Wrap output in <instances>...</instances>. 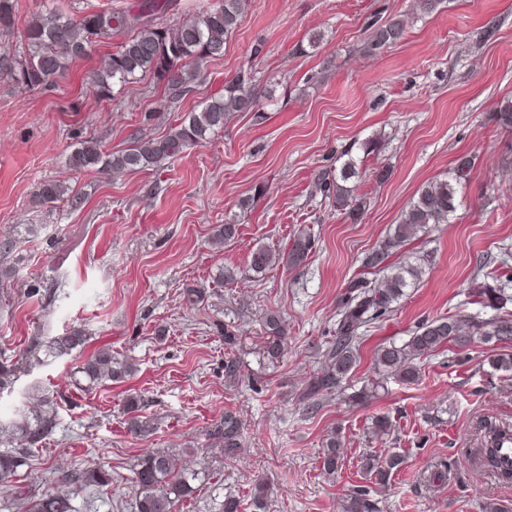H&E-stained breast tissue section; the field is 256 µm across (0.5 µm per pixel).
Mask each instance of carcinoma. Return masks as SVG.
Here are the masks:
<instances>
[{
  "instance_id": "cac0c4a2",
  "label": "carcinoma",
  "mask_w": 512,
  "mask_h": 512,
  "mask_svg": "<svg viewBox=\"0 0 512 512\" xmlns=\"http://www.w3.org/2000/svg\"><path fill=\"white\" fill-rule=\"evenodd\" d=\"M246 0H214L209 6L174 24L157 20L164 12L158 0H145L137 9H100L66 13L58 8H46L32 14L24 29L15 31V0H0V40L17 39L16 48L0 55V82H6L21 92L45 90L66 77L70 65L87 56L101 39L120 38L115 50L103 65L88 75L90 90L101 99H109L115 92L143 80H150L163 90L161 105L183 99L204 80L205 64L224 54L229 34L240 25ZM404 22L393 18L373 26L365 51L375 53L401 41ZM267 89L256 83L252 72L244 70L224 85L219 92L191 111L177 126L158 138L135 136L130 145L118 151H105L101 142L87 138L68 156V164L76 170L98 169L114 176L139 172L167 160L184 156L185 151L205 142L208 137L224 129L226 116L232 112H258ZM492 120L501 129L512 133V102L500 106ZM472 161L463 158L444 180L427 183L418 190L398 223L391 225L378 248L363 259V267L383 274L382 283L374 284L366 278L348 282L339 297L335 335L328 342L322 357L327 369L314 377L303 389L300 401L307 408H315L322 398L341 389L344 378L355 368L359 343L368 325L392 311V305L402 298L422 275L428 256L416 255L398 266L387 263L395 252L415 238L430 224H446L457 209L456 187L469 181ZM360 177L356 159L348 158L336 171L319 174L320 190L332 200L336 208L350 216L366 208V200L356 193L355 179ZM35 197L38 203L54 209L64 202L72 210L84 204L82 193L57 180L39 184ZM314 239L303 233L294 240L287 254L276 253L264 247L255 249L250 258V269L259 274L284 264L296 269L305 264L312 251ZM480 304L498 311L483 318L468 315L461 318L444 317L419 325L412 336L401 345L390 343L375 353V363L384 375L401 381H415L420 376L419 360L440 350L449 342L460 348L479 341L483 344L506 346L512 344V313L499 314L512 302L509 281L493 276L478 285ZM287 329L280 316L266 318L264 353L270 359L283 356ZM89 340L85 330L72 327L56 336L33 338L28 349L15 361L0 356V395L14 391L21 371L32 370L72 354ZM135 364L112 355V348L101 347L76 367L75 373L91 386H101L133 374ZM31 405H25L10 418L0 417V437L10 447L0 449V483H8L18 469L29 464L33 449L59 425L54 393L39 382L27 391ZM139 399L127 402L126 428L132 436H146L155 427L151 420L139 413ZM479 447L473 449V461L481 468L496 473L505 481L512 479V469L504 470L499 462L501 442L512 437V427L491 419H482L477 425ZM212 447L233 456L240 448L241 424L238 418L225 413L210 434ZM342 444L332 434L322 450L324 472L334 474L341 463ZM398 461L386 462L369 456L365 468L381 477L395 468ZM131 483L136 490V512H175L178 502L192 496V482L199 474L178 468L173 455L166 452L144 455L132 470ZM61 487L28 495L27 512H75L64 487L84 484L107 487L112 474L103 467L60 475ZM255 512H266L268 489L262 480L254 484L251 497ZM345 512H373V504L365 489H355L348 495Z\"/></svg>"
}]
</instances>
